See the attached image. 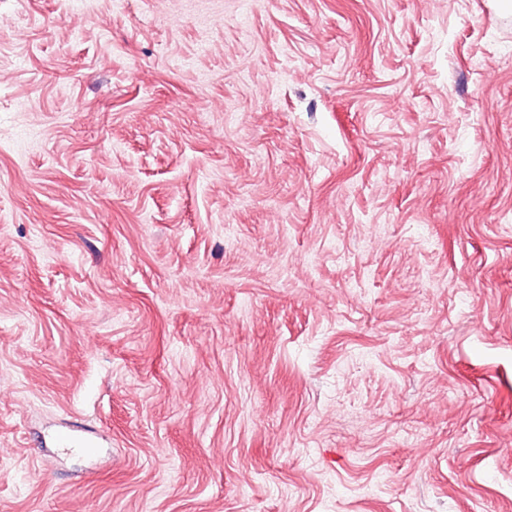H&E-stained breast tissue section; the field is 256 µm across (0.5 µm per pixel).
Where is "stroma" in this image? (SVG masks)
Returning a JSON list of instances; mask_svg holds the SVG:
<instances>
[{"instance_id": "35a3bbf8", "label": "stroma", "mask_w": 512, "mask_h": 512, "mask_svg": "<svg viewBox=\"0 0 512 512\" xmlns=\"http://www.w3.org/2000/svg\"><path fill=\"white\" fill-rule=\"evenodd\" d=\"M0 512H512V5L0 0Z\"/></svg>"}]
</instances>
